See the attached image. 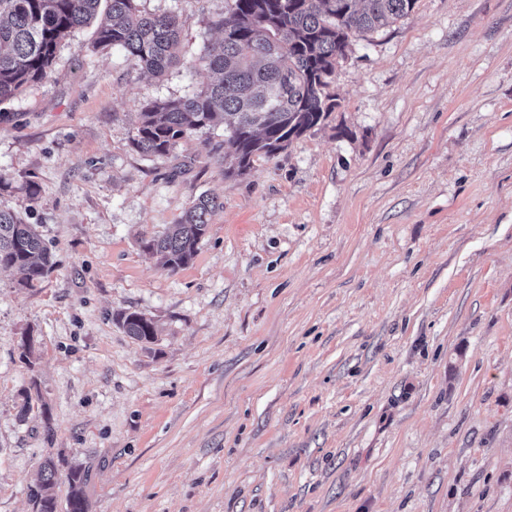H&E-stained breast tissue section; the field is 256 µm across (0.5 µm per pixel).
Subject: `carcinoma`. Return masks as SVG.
Segmentation results:
<instances>
[{
    "mask_svg": "<svg viewBox=\"0 0 512 512\" xmlns=\"http://www.w3.org/2000/svg\"><path fill=\"white\" fill-rule=\"evenodd\" d=\"M417 0H229L222 37L201 50L193 64L215 80L175 99L143 107L134 144L164 157L180 139L224 126V174L247 172L254 159L271 157L322 124L339 106L327 92L336 62L352 34L409 16ZM96 23L94 48H117L156 77L180 63V26L172 13L146 14L137 0H0V102L46 77L64 37ZM220 203L199 197L163 236L145 243L169 272L196 256ZM53 266L37 229L0 206V269L13 270L17 285L33 288ZM122 327L141 344L155 342L152 319L132 312ZM56 472L43 466L35 512H57ZM88 473L67 475L66 512H89Z\"/></svg>",
    "mask_w": 512,
    "mask_h": 512,
    "instance_id": "carcinoma-1",
    "label": "carcinoma"
}]
</instances>
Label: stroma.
Masks as SVG:
<instances>
[{
	"mask_svg": "<svg viewBox=\"0 0 512 512\" xmlns=\"http://www.w3.org/2000/svg\"><path fill=\"white\" fill-rule=\"evenodd\" d=\"M139 6L177 15L188 57L229 15ZM91 39L0 103V204L54 254L33 288L0 270V512H34L49 458L61 499L86 469L90 512H512V0H418L352 37L339 108L238 177L220 128L133 143L208 72ZM203 194L168 272L142 242ZM220 204L214 197H199L184 211L177 224L162 237L145 243V249L155 254L163 269L176 272L196 256L198 245L206 235L210 220ZM121 324L127 336L141 344H152L156 340L155 324L143 314L132 312L124 315Z\"/></svg>",
	"mask_w": 512,
	"mask_h": 512,
	"instance_id": "35a3bbf8",
	"label": "stroma"
}]
</instances>
